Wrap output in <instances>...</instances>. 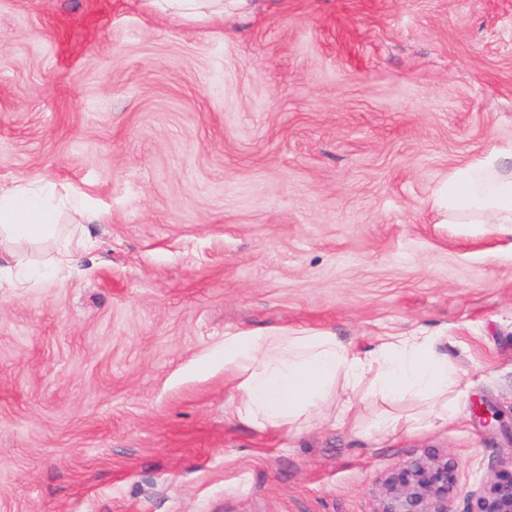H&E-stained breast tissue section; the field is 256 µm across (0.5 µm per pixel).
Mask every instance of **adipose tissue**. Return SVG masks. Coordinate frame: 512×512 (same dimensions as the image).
Returning a JSON list of instances; mask_svg holds the SVG:
<instances>
[{
    "instance_id": "adipose-tissue-1",
    "label": "adipose tissue",
    "mask_w": 512,
    "mask_h": 512,
    "mask_svg": "<svg viewBox=\"0 0 512 512\" xmlns=\"http://www.w3.org/2000/svg\"><path fill=\"white\" fill-rule=\"evenodd\" d=\"M452 224H491L512 235V161L497 152L455 168L437 200ZM86 205L42 179L0 184V240L36 244L56 237L62 217L83 219ZM232 385L231 412L259 431L296 429L314 409L347 396L335 423L359 421L371 399L399 403L415 398L438 419L451 420L448 394L462 380L448 356L424 333L377 337L361 349L325 333L274 330L261 336L225 337L211 355Z\"/></svg>"
}]
</instances>
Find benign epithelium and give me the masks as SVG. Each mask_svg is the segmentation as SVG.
Listing matches in <instances>:
<instances>
[{"instance_id": "benign-epithelium-1", "label": "benign epithelium", "mask_w": 512, "mask_h": 512, "mask_svg": "<svg viewBox=\"0 0 512 512\" xmlns=\"http://www.w3.org/2000/svg\"><path fill=\"white\" fill-rule=\"evenodd\" d=\"M448 463L437 458L405 462L386 484L379 512H450ZM467 512H512V467L498 470L470 494Z\"/></svg>"}]
</instances>
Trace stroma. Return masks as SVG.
Instances as JSON below:
<instances>
[{"mask_svg":"<svg viewBox=\"0 0 512 512\" xmlns=\"http://www.w3.org/2000/svg\"><path fill=\"white\" fill-rule=\"evenodd\" d=\"M494 150L512 0H0V183L90 213L68 277L50 240L0 288V512H380L425 457L466 512L512 466V235L432 200ZM270 329L438 336L457 414L258 432L209 357ZM155 6L163 13L189 16L196 14L201 5H212L215 13H224L223 0H154ZM203 2H209L203 4ZM44 268L55 277H65L72 268V253L66 246H61L44 261ZM420 415L404 417L395 411H385L374 421L373 430L382 440H397L403 435L413 434L421 424Z\"/></svg>","mask_w":512,"mask_h":512,"instance_id":"35a3bbf8","label":"stroma"}]
</instances>
